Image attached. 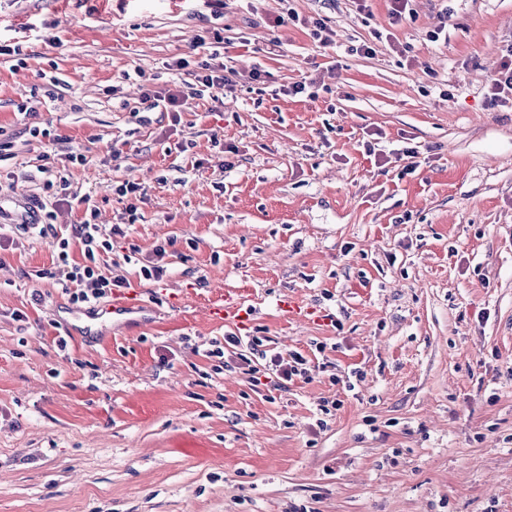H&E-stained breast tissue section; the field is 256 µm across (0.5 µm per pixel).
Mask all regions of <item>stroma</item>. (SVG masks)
<instances>
[{
  "label": "stroma",
  "mask_w": 512,
  "mask_h": 512,
  "mask_svg": "<svg viewBox=\"0 0 512 512\" xmlns=\"http://www.w3.org/2000/svg\"><path fill=\"white\" fill-rule=\"evenodd\" d=\"M389 6L0 0V206L54 204L40 166L83 153L66 190L123 229L100 265L154 309L90 341L52 235L0 225V512H512V0ZM212 57L232 93L143 104ZM228 291L247 328L210 322ZM231 334L262 345L210 356ZM293 352L311 380L252 387ZM501 60L488 82L487 98L494 105L512 102V44L504 50Z\"/></svg>",
  "instance_id": "stroma-1"
}]
</instances>
